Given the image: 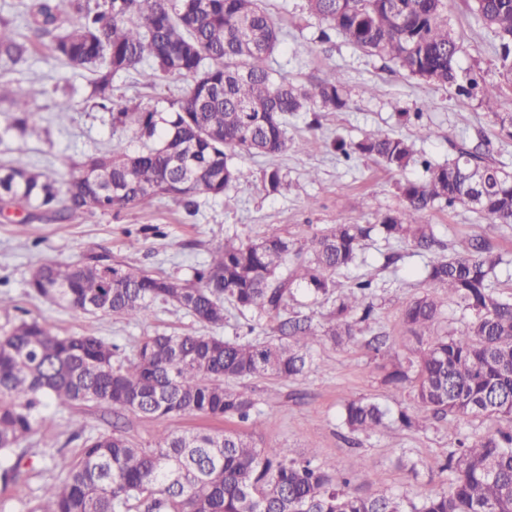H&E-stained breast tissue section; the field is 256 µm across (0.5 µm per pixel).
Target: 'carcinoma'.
Instances as JSON below:
<instances>
[{
    "label": "carcinoma",
    "mask_w": 512,
    "mask_h": 512,
    "mask_svg": "<svg viewBox=\"0 0 512 512\" xmlns=\"http://www.w3.org/2000/svg\"><path fill=\"white\" fill-rule=\"evenodd\" d=\"M327 24L322 38L339 33L354 47L383 58L427 82L474 94L498 106L500 87L480 74L461 77L460 46L448 27L447 0H307ZM19 34L0 18V67L26 64L36 48L71 70L94 73L89 99L112 114L114 130L131 129L138 151L118 142L72 165L67 192L55 173L18 159L0 161V202L31 209L40 219L65 223L86 213L135 208L158 197L188 210L200 195L222 197L249 178L231 152L275 156L288 150L286 118L318 108H346L343 87L330 71L311 87L286 80L272 66L283 38L266 0H19ZM474 17L497 41L499 75L512 84V0H475ZM136 73L154 88L173 76L188 83L164 105L115 99L114 79ZM38 91L20 80L0 81V141L35 132L30 105ZM345 159L359 154L388 169L415 161L406 138L369 130L351 144L329 143ZM486 140L434 165L423 159V182L400 187L406 208L383 217L386 237L420 251L439 245L418 215L436 202L470 205L491 224L512 223V173L485 160ZM373 227L350 221L313 237L309 250L274 231L257 242H226L195 270L193 281L99 256L65 267L40 265L30 290L83 313L136 319L155 302L172 303L197 322L224 324V301L242 313L265 314L274 336L240 341L195 333L142 337L129 364L114 359L118 346L89 334L65 335L45 321L20 319L0 335V460L37 432L40 407L103 403L163 420L179 414L236 418L261 415L245 392L225 385L247 377L296 378L306 369L311 323L282 315L300 281L315 295L337 287L333 274L357 262ZM503 259L480 237L426 267V280L471 320L445 335L433 332L440 307L428 294L405 307L402 321L419 348L397 361L384 382L412 384L414 407L392 412L375 402L350 400L343 424L369 436L387 421L420 429L447 416H497L512 422V300L492 286ZM374 275L356 279L336 296L324 335L343 344L363 340L375 352L386 336L358 337L374 311ZM55 481L26 512H512V427L459 442L441 470L448 489L419 502L395 494L361 496L349 480L332 475L314 457L294 458L282 448H256L240 432L162 431L154 448L124 436L86 440L79 460L49 454Z\"/></svg>",
    "instance_id": "carcinoma-1"
}]
</instances>
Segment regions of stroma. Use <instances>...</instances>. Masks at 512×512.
<instances>
[{
  "mask_svg": "<svg viewBox=\"0 0 512 512\" xmlns=\"http://www.w3.org/2000/svg\"><path fill=\"white\" fill-rule=\"evenodd\" d=\"M267 6L281 18L286 32L275 54L282 74L308 87L326 71L336 70L348 99L347 109L316 116L309 112L290 115L287 151L272 158L234 153V163L248 168L250 178L233 186L224 197L198 198L192 213L166 197L105 215L88 213L64 224L26 221L21 208L0 212V295L11 298L15 306L11 313L0 312V332L19 316L37 318L62 335L89 333L117 344V357L126 362L132 360L140 337L157 331L202 334L206 328L184 309L170 304L155 305L136 320L74 312L30 291L27 282L36 267L107 255L189 280L199 265L209 262L212 249L227 241L254 242L274 231L298 247L341 222L380 223L384 215L404 208L401 185L426 179L421 159L442 164L455 158L459 149L473 148L487 139L491 142L488 161L512 170V141L499 139L498 128L480 99L459 104L454 91L358 50L342 36L322 40L325 25L309 12L306 0H268ZM473 6V0H448V23L462 45L458 65L461 71L477 72L494 81L498 55L492 36L476 24ZM25 76L41 90L30 110L42 133L0 145V160L17 158L60 172L66 160L112 143L110 113L93 108L88 100L89 74L52 68L36 55L30 58ZM65 86L73 88L78 108L70 120L61 123L56 103L62 100ZM403 112L408 113V121H400ZM373 128L413 142L419 163L388 169L367 156L344 160L328 147L335 137L355 141ZM273 168L282 178L276 192L264 181L265 171ZM421 221L433 225L439 239L457 251L467 248L473 237L482 236L504 260L493 281L495 288L512 293V224L486 223L461 204L452 208L437 205L425 211ZM392 254L397 260L390 265L386 258ZM363 255V267L337 272L335 279L345 286L361 271L374 275L375 313L365 333L387 336L381 352L367 349L360 341L334 344L322 334L334 306L333 297L295 290L288 298V314L307 318L317 330L311 362L302 376L288 381L267 377L234 381V388L250 394L262 411L256 427L199 414L157 421L95 402L76 406L50 403L41 410L39 430L16 449L21 457L19 477L0 482V512H19L22 504L37 501L43 487L54 479L49 452L59 449L74 459L87 438L115 430L141 448L155 447L165 429L249 430L258 447L314 454L328 472L348 475L351 491L361 495L393 493L417 501L438 490L451 477L442 465L459 439L492 433L507 428L508 423L494 416H449L431 420L426 428L407 430L391 422L371 436L346 440L341 419L346 401L374 400L393 410L413 404L409 386L383 381L386 365L405 352L408 333L401 315L409 302L426 293L442 300L438 324L442 333L461 327L470 318L469 313L447 303L445 291L425 282L427 255L377 234L366 240ZM271 326L267 316L243 314L229 305L224 310V324L215 333L228 339H251L270 335Z\"/></svg>",
  "mask_w": 512,
  "mask_h": 512,
  "instance_id": "35a3bbf8",
  "label": "stroma"
}]
</instances>
